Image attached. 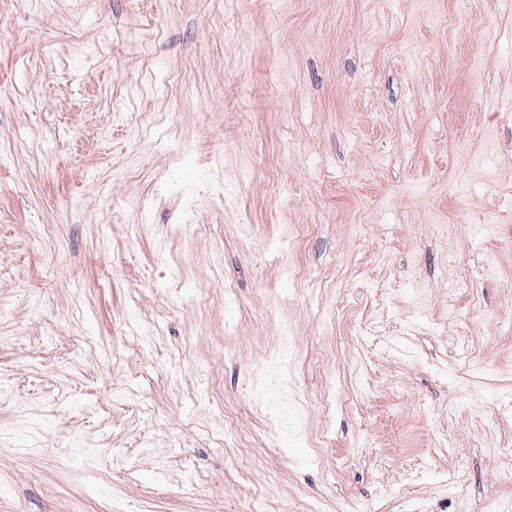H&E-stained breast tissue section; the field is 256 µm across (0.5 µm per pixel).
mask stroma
<instances>
[{"label": "stroma", "instance_id": "stroma-1", "mask_svg": "<svg viewBox=\"0 0 512 512\" xmlns=\"http://www.w3.org/2000/svg\"><path fill=\"white\" fill-rule=\"evenodd\" d=\"M0 19V512L512 508V0Z\"/></svg>", "mask_w": 512, "mask_h": 512}]
</instances>
